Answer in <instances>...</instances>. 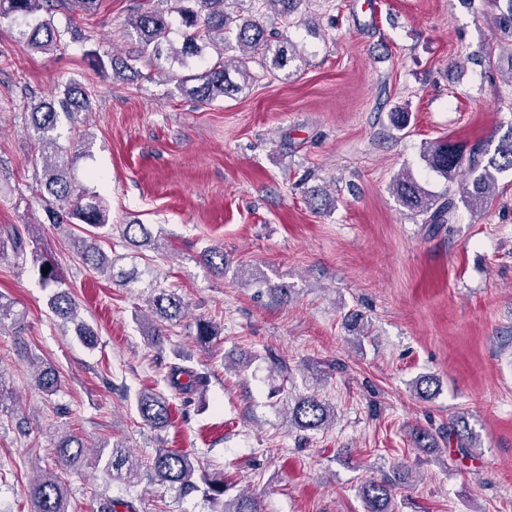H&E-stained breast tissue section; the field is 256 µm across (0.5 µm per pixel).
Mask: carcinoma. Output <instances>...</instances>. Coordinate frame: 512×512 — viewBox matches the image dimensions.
Wrapping results in <instances>:
<instances>
[{"mask_svg": "<svg viewBox=\"0 0 512 512\" xmlns=\"http://www.w3.org/2000/svg\"><path fill=\"white\" fill-rule=\"evenodd\" d=\"M303 0H253L251 13L236 11L238 0H175L174 10L184 26L191 30L181 46L168 40L169 22L161 10L147 9L132 18L128 25L136 34L138 47L134 60H144L160 66L161 58L187 66V60L196 58L200 71L191 73L178 84L186 93L203 104L240 93L250 83L265 74L286 80L299 69L304 60L298 46L288 39L284 30L270 29L264 24L265 16L274 14L283 24L297 12ZM72 4L91 9L96 0H0V18H30L34 24L28 32L29 43L42 50H53L65 40L85 42L82 31L68 27L58 29L53 22V12L60 5ZM496 13L493 38L508 40L512 51V0H494ZM218 59L207 64L208 51ZM90 65L100 71L112 70L119 74L133 70V65L114 58L106 59L95 51L85 53ZM87 107V95L77 87H67L63 94L48 101H31V126L36 136L42 162L39 191L50 222L87 226L86 233L72 236L71 245L82 262L96 272H109L114 268L106 252L98 244L101 230L109 224V213L96 192L77 185L69 172L66 152L56 145L52 133L57 128L60 114L67 116ZM422 160L447 184L444 192L435 194L425 189L409 170L394 177L391 188L400 205L418 215L425 216V223L444 226L453 223L459 206L469 210H482L491 203L499 179L512 173V128L504 135L494 150L477 140L472 144L446 140L428 142L423 146ZM125 239L136 245L149 242L152 235L144 224L125 225ZM38 269L50 267L46 274H39L44 288L52 289L48 306L51 312L74 325L78 339L88 346L96 344V330L82 319L78 304L69 290L62 288V278L55 264L37 258ZM15 302L0 294V326L6 322L20 324V313L14 310ZM149 310L155 316L152 325L156 342L164 338L166 326L180 321L185 303L173 290L154 289L149 299ZM218 336L208 321L196 326V341L205 347ZM208 382V376L191 367L175 365L170 368L166 383L189 400ZM35 386L48 395L55 394L61 379L51 367L37 371ZM141 419L162 428L170 421V407L161 393L148 392L138 400ZM295 424L302 429H313L328 423L334 412L315 397L301 399L293 409ZM87 445L73 435L61 438L56 445L57 463L72 466L85 456ZM96 462L114 481L132 484L139 478L140 465L130 452L115 444L109 453L99 450ZM152 476L161 483L177 486L185 492L199 490L194 482L195 465L185 454L168 448L156 450L151 463ZM395 485L388 480H371L362 488L367 512H394ZM224 478L206 480V499L221 504L216 512H260L256 498L240 496L233 502L224 501ZM28 498L32 512H68L66 484L55 472L44 473L29 485Z\"/></svg>", "mask_w": 512, "mask_h": 512, "instance_id": "carcinoma-1", "label": "carcinoma"}]
</instances>
